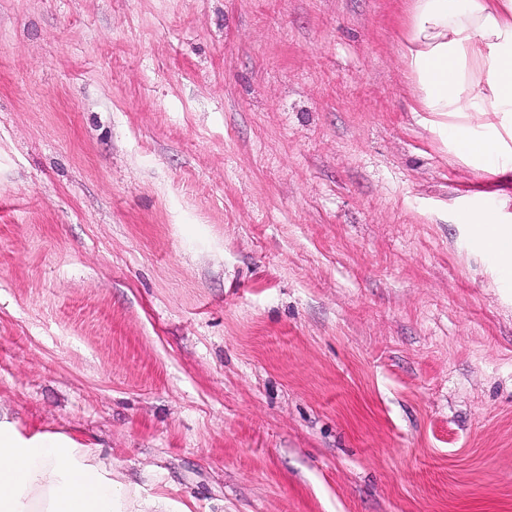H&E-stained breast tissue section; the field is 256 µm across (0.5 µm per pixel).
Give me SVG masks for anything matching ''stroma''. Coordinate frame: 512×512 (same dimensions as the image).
<instances>
[{"instance_id": "35a3bbf8", "label": "stroma", "mask_w": 512, "mask_h": 512, "mask_svg": "<svg viewBox=\"0 0 512 512\" xmlns=\"http://www.w3.org/2000/svg\"><path fill=\"white\" fill-rule=\"evenodd\" d=\"M408 0H0V412L188 512H512V284ZM470 230L475 242L490 252L502 279L512 280V225L504 224L498 205L480 210L470 219Z\"/></svg>"}]
</instances>
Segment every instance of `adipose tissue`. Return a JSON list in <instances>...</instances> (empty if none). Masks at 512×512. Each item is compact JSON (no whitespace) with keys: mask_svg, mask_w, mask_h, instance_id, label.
Masks as SVG:
<instances>
[{"mask_svg":"<svg viewBox=\"0 0 512 512\" xmlns=\"http://www.w3.org/2000/svg\"><path fill=\"white\" fill-rule=\"evenodd\" d=\"M404 64L421 111L462 161L491 174L512 165V0H412ZM486 135L470 136L473 123ZM475 242L512 280V225L499 206L470 219ZM0 512H183L58 433L23 435L0 415Z\"/></svg>","mask_w":512,"mask_h":512,"instance_id":"ef3b65f1","label":"adipose tissue"}]
</instances>
